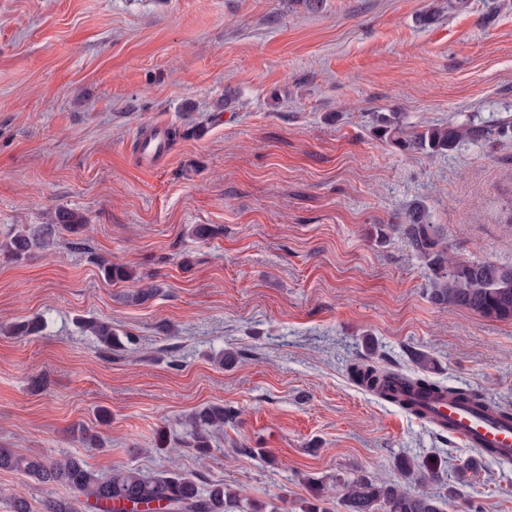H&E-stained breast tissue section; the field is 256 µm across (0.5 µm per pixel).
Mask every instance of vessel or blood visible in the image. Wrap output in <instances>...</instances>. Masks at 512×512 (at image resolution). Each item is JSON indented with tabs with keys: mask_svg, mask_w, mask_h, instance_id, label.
I'll use <instances>...</instances> for the list:
<instances>
[{
	"mask_svg": "<svg viewBox=\"0 0 512 512\" xmlns=\"http://www.w3.org/2000/svg\"><path fill=\"white\" fill-rule=\"evenodd\" d=\"M169 151L167 131L163 126L145 127L139 137L137 158L151 163ZM414 401L425 419L436 420L450 435L471 448H491L500 459L512 457V420L483 411L448 397L414 394Z\"/></svg>",
	"mask_w": 512,
	"mask_h": 512,
	"instance_id": "1",
	"label": "vessel or blood"
}]
</instances>
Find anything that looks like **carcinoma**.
Instances as JSON below:
<instances>
[{
    "label": "carcinoma",
    "mask_w": 512,
    "mask_h": 512,
    "mask_svg": "<svg viewBox=\"0 0 512 512\" xmlns=\"http://www.w3.org/2000/svg\"><path fill=\"white\" fill-rule=\"evenodd\" d=\"M373 133L400 151H421L429 156L443 155L465 140L478 141L488 135V131L470 120L429 125L419 130L405 125L399 112L376 114ZM83 225L81 216L60 209L48 224L19 225L0 244V250L19 260L34 248L49 246L56 229L77 233ZM395 227L425 262L433 304L465 308L493 321L512 320V266L448 256L438 228L428 221L421 203L412 205L400 224L377 225L376 238H387V230ZM102 272L112 283L136 279L133 269L126 264L104 263ZM85 328L108 356L124 351L126 344L133 343L131 337L121 338L108 324L88 321ZM416 363L420 373L410 375L380 366L365 355L350 365L349 374L366 391L418 417L422 412L413 401L401 398V392L412 388L423 393L444 391L478 409L492 404L472 388L446 387L430 380L426 376L431 364L427 355H416ZM231 420L233 413L222 404H209L197 410L189 419L186 447L207 454L215 432L223 430L224 424ZM443 465L444 460L436 456L421 461L400 456L393 461L396 477L391 480L357 476L334 486H315L314 501L305 512H328L324 504L332 499L339 502L343 512H446L447 506L460 497L458 487L469 484L477 462L468 461L457 468L456 484L441 495L429 490V484L439 479ZM0 470L21 472L41 485L68 487L71 496L45 500L44 512L83 509L87 512H140L142 509L146 512H264V507L243 498L228 485L205 483L178 471L152 473L138 467H124L102 472L77 456L49 459L43 455L19 454L10 448H0Z\"/></svg>",
    "instance_id": "1"
}]
</instances>
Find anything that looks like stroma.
I'll use <instances>...</instances> for the list:
<instances>
[{"mask_svg": "<svg viewBox=\"0 0 512 512\" xmlns=\"http://www.w3.org/2000/svg\"><path fill=\"white\" fill-rule=\"evenodd\" d=\"M376 112L492 135L403 153L372 133ZM148 123L178 132L152 167L134 159ZM415 202L451 255L512 265V0H0V243L59 208L87 221L0 252V447L173 467L268 512H303L317 480L394 478L400 455L446 458V490L474 449L346 371L369 343L406 373L422 352L434 380L512 405V321L433 305L406 239L372 234ZM103 261L159 292L129 301L136 282L106 281ZM36 316L41 334L15 332ZM87 318L133 349L105 356ZM211 403L238 417L209 454L156 450ZM13 488L32 512L69 494L0 471V512ZM463 493L512 512V464L482 458Z\"/></svg>", "mask_w": 512, "mask_h": 512, "instance_id": "obj_1", "label": "stroma"}]
</instances>
